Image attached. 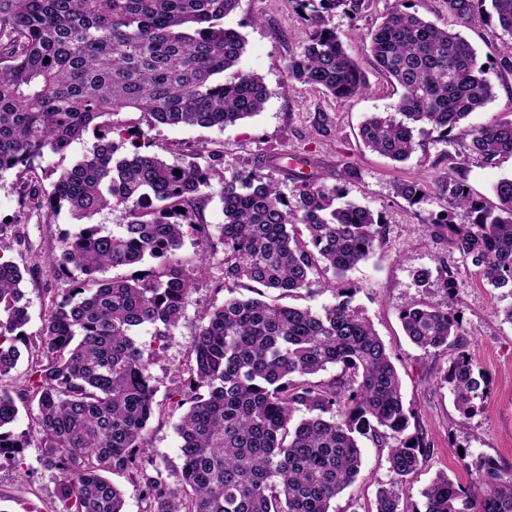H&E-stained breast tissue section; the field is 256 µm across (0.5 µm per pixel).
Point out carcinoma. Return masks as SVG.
I'll list each match as a JSON object with an SVG mask.
<instances>
[{
  "label": "carcinoma",
  "mask_w": 512,
  "mask_h": 512,
  "mask_svg": "<svg viewBox=\"0 0 512 512\" xmlns=\"http://www.w3.org/2000/svg\"><path fill=\"white\" fill-rule=\"evenodd\" d=\"M487 1L512 36V0H447L448 12L465 19ZM239 2L0 0V175L15 172L23 207L49 215L66 207L80 221L51 255L49 271L82 277L52 302L35 340L26 332L20 268L0 255V382L15 369L19 346L27 347L31 374L21 400L38 426L43 467L56 472L57 496L67 512H125L126 489L113 477L127 475L146 512H335L336 498L361 472L365 438L387 445L392 474L375 512H512V469L486 456L464 462L480 483L477 496L439 473L422 490V507L403 497L431 448L410 432L414 413L372 321L352 306L355 289L334 281L373 252L380 215L353 202L335 205L338 188L288 169L278 153L227 172L219 168L223 153L203 144L186 147L189 160L178 164L134 142L130 113L170 126L226 127L264 108L260 75L218 79L245 49L244 37L224 27ZM297 2L310 10V27L288 77L340 101L364 94L369 85L330 26L340 11H361L364 0ZM368 38L401 115L363 121L359 136L373 152L407 161L417 151V126L446 140L494 97L472 44L410 0H396ZM465 136L468 157L484 165L512 156V118ZM85 139L93 140L91 151L45 188L37 161ZM129 140L134 151L118 154ZM288 181L289 196L282 191ZM437 188L447 210L429 220L432 239L471 260L488 285L512 290V180L496 185L494 206L453 175ZM396 192L411 205L423 194L416 182H401ZM213 195L224 214V271L215 288L232 280L251 295L205 311L190 345L175 426L182 441L176 477L190 493L179 497L158 465L152 474L143 467L157 409L150 367L174 335L196 276L207 274V260L192 274L176 251L187 236L207 246L199 209ZM459 208L470 223H453ZM104 210L123 213L116 229L92 223ZM147 258L155 265L140 276L102 277ZM321 271L332 273L324 280L338 298L332 305L316 311L263 299L266 289L295 297ZM399 319L424 352L458 350L446 381L460 417L471 416L487 380L463 350L459 317L421 300ZM144 326L154 327L148 343L135 339ZM330 366L339 375L318 378ZM18 414L0 385V459L14 460L29 446L10 430Z\"/></svg>",
  "instance_id": "obj_1"
}]
</instances>
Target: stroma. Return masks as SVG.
<instances>
[{
  "instance_id": "35a3bbf8",
  "label": "stroma",
  "mask_w": 512,
  "mask_h": 512,
  "mask_svg": "<svg viewBox=\"0 0 512 512\" xmlns=\"http://www.w3.org/2000/svg\"><path fill=\"white\" fill-rule=\"evenodd\" d=\"M415 3L428 20L465 36L486 65L495 96L467 118V125L512 118V73L498 65L512 46V37L487 13L460 19L449 14L445 0ZM394 4L395 0H365L358 14L333 17L332 26L370 86L366 94L339 102L287 76L285 65L301 51L308 27L297 0H240L224 24L246 40L238 69L262 76L269 93L263 110L222 129L154 126L145 121L139 129L141 143L169 148L172 162L178 160L177 150L184 143H203L223 151L225 163L239 170L251 168L254 158L263 154L285 151L306 158L310 172L321 182L340 188L346 200L382 215L380 241L366 261L348 272L346 281L356 286L353 303L371 319L384 341L400 376L405 404L413 409L416 426L431 447L428 458L404 486L411 502L418 504L422 490L437 473H447L466 488L475 484L476 477L464 467L462 455H486L512 467V322L503 315L512 306V293L488 286L470 260L449 251L447 244L434 243L427 224L429 218L446 210L436 191L444 173L459 176L475 197L492 204L496 201L493 187L512 179V158L494 165L467 159L464 135L456 131L444 140L427 125L417 127L418 148L407 162H393L364 147L358 135L363 119L372 113L393 114L398 99L375 69L366 40L368 31ZM347 168L352 177H343ZM14 180L11 172L0 178V225H21L27 237V249L8 250L4 257L25 270L21 287L31 316L27 331L33 334L51 300L70 286L69 280L54 278L46 262L61 236L76 230L77 221L65 209L52 217L42 210L21 211L11 188ZM400 181L420 184L424 197L419 204L409 205L396 195L395 185ZM442 262L453 272L454 290L442 288L435 278L425 286L417 282L418 270H433ZM241 292L231 281L218 292L209 280H198L171 342L151 368L159 411L149 425L150 453L167 473H175L182 464L181 440L175 430L182 414L177 403L184 393L178 369L187 360L203 312ZM421 300L459 310L465 350L486 376L484 396L469 419L460 418L445 380L456 349L427 353L403 333L400 312ZM13 431L26 434L30 445L20 462L0 460V512H65L64 502L56 495L55 475L41 463L38 428L29 414L19 413ZM363 455L361 475L335 502L338 512H370L379 488L391 478L386 448L367 440Z\"/></svg>"
}]
</instances>
